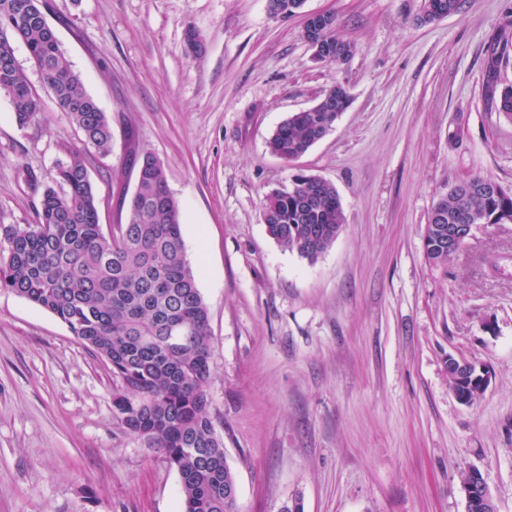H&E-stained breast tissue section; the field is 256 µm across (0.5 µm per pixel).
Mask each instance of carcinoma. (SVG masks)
I'll return each mask as SVG.
<instances>
[{
	"mask_svg": "<svg viewBox=\"0 0 512 512\" xmlns=\"http://www.w3.org/2000/svg\"><path fill=\"white\" fill-rule=\"evenodd\" d=\"M27 47L59 106L100 153L110 152L112 130L60 50L43 0H0V92L19 123L38 117L41 102L26 74L11 60L12 42ZM317 42L330 57L348 59L353 45L335 32V20ZM506 49L488 62V101L512 119V85L498 87L497 67ZM349 89L330 88L310 109L295 112L268 140L282 159L300 157L321 140L348 107ZM62 192L42 191L32 224L0 225V290H8L50 312L121 380L126 393L113 402L120 422L159 449L180 478L183 512H237L235 476L227 464L217 416L207 394L211 344L209 312L187 259L179 203L164 168L142 154L125 223L99 224L96 197L83 152L67 150L57 169ZM486 178L448 186L438 200L442 221L428 223V261L451 256L435 245L439 229L462 223L511 224L512 191L487 193ZM269 236L309 261L335 242L345 217L335 187L315 175L298 174L265 200ZM475 371L453 368L452 390L474 393Z\"/></svg>",
	"mask_w": 512,
	"mask_h": 512,
	"instance_id": "cac0c4a2",
	"label": "carcinoma"
}]
</instances>
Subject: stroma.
Returning a JSON list of instances; mask_svg holds the SVG:
<instances>
[{
	"mask_svg": "<svg viewBox=\"0 0 512 512\" xmlns=\"http://www.w3.org/2000/svg\"><path fill=\"white\" fill-rule=\"evenodd\" d=\"M47 20L106 113L99 153L57 104L16 120L0 93V224H30L35 170L82 148L99 222L117 223L133 159L152 153L179 201L208 306L207 388L239 512H465L484 476L512 512V224H479L441 265L423 250L432 206L474 176L512 189V120L486 104L487 48L512 39V0H462L425 23L422 0H48ZM328 13L355 46L316 60L303 29ZM334 128L287 162L267 141L336 83ZM335 187L345 223L316 261L266 232L263 204L297 173ZM490 369L472 405L447 356ZM119 381L53 314L0 290V512H182L180 478L115 415Z\"/></svg>",
	"mask_w": 512,
	"mask_h": 512,
	"instance_id": "35a3bbf8",
	"label": "stroma"
}]
</instances>
